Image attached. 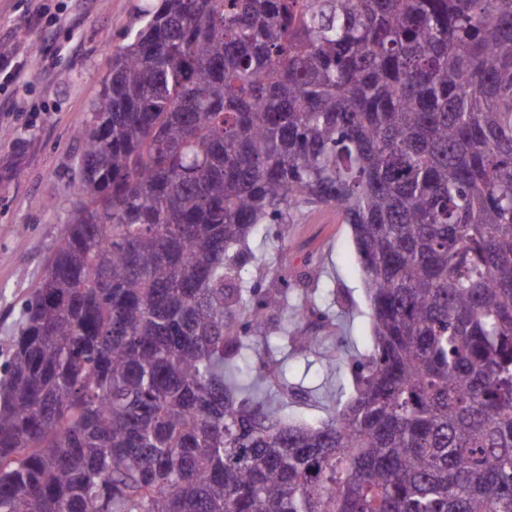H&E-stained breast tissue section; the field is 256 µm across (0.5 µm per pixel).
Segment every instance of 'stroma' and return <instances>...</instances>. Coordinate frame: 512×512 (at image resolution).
<instances>
[{
	"label": "stroma",
	"mask_w": 512,
	"mask_h": 512,
	"mask_svg": "<svg viewBox=\"0 0 512 512\" xmlns=\"http://www.w3.org/2000/svg\"><path fill=\"white\" fill-rule=\"evenodd\" d=\"M55 25H25L28 0H0V45L26 55L29 85L0 89V342L9 340L26 299L41 280L74 209L73 184L81 152L75 137L90 116L112 66V47L134 20L139 0H61ZM282 237L293 279L307 278L336 291L331 318L317 330L308 357L291 355L294 383L285 411L297 421L319 423L343 406L352 392L351 363L325 374L346 340L351 353L372 343L368 301L348 224L336 211L318 208Z\"/></svg>",
	"instance_id": "1"
}]
</instances>
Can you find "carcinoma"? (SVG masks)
<instances>
[{
	"label": "carcinoma",
	"instance_id": "obj_1",
	"mask_svg": "<svg viewBox=\"0 0 512 512\" xmlns=\"http://www.w3.org/2000/svg\"><path fill=\"white\" fill-rule=\"evenodd\" d=\"M0 381V512H512V0H140ZM350 227L351 398L278 394L319 286L229 252Z\"/></svg>",
	"mask_w": 512,
	"mask_h": 512
}]
</instances>
